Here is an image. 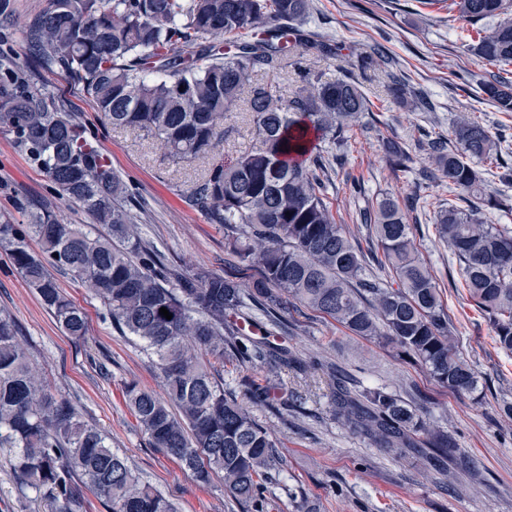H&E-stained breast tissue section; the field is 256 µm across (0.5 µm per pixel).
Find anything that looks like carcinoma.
Masks as SVG:
<instances>
[{
  "instance_id": "1",
  "label": "carcinoma",
  "mask_w": 512,
  "mask_h": 512,
  "mask_svg": "<svg viewBox=\"0 0 512 512\" xmlns=\"http://www.w3.org/2000/svg\"><path fill=\"white\" fill-rule=\"evenodd\" d=\"M312 0H47L29 19L30 54L22 67L0 54V131L45 174L65 200L86 210L103 233L66 224L46 206L25 213L26 224L0 221V246L26 285L73 338L86 334L82 308L51 270L69 274L106 308L123 336L156 358L164 397L135 383L125 403L152 447L177 461L197 483L220 475L241 506L257 502L281 458L277 442L253 416L267 391L224 390L213 363L298 359L265 343H245L230 316L247 304L278 326L289 307L331 318L355 336L380 337L424 366L439 385L482 400L474 369L458 351L439 288L419 256L411 225L391 197L365 217L390 280L368 278L365 257L336 222L320 176L326 158L317 142H340L367 109L351 79L322 80L297 65L310 51L333 48L300 29ZM448 11L478 23L471 51L500 71L482 84L501 112H512V0H448ZM57 66L115 127L144 131L174 163L206 158V175L191 192L194 205L224 228L225 245L258 270L251 285L205 269L173 275L165 256L143 243L123 177L35 81ZM295 67L299 91L288 97L275 76ZM246 99L255 144L231 160L217 150L224 113ZM453 146L426 144L448 187L476 199L435 216L436 231L459 266L462 286L492 322L497 347L512 353V227L487 224L480 172L473 161L498 162L501 134L466 113L453 125ZM388 162L412 158L396 140ZM39 245L31 249L29 241ZM166 308L171 319L159 314ZM336 419L375 447L398 455L427 448L432 467L472 461L451 435L382 389L354 394L336 383ZM0 448L13 450V469L51 512H79L87 490L107 512H179L142 481L125 456L85 422L74 403L38 383L15 321L0 314Z\"/></svg>"
}]
</instances>
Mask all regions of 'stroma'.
Returning a JSON list of instances; mask_svg holds the SVG:
<instances>
[{"label": "stroma", "mask_w": 512, "mask_h": 512, "mask_svg": "<svg viewBox=\"0 0 512 512\" xmlns=\"http://www.w3.org/2000/svg\"><path fill=\"white\" fill-rule=\"evenodd\" d=\"M12 2L11 15L0 16V52L23 58L29 46L22 29L46 0ZM306 29L335 47L336 54L311 55L305 64L326 81L352 75L369 103L368 112L345 135L341 166L329 168L325 176L336 221L361 247H369L363 212L374 210L383 197L398 199L484 398L476 403L442 388L380 340L353 335L317 312L289 310L284 327L276 330L259 311H251L244 320L245 335L291 351L308 370L304 380L291 370L281 372L288 388L300 395V404L278 413L265 407L253 410L276 439L282 458L264 485V512H294L297 500L309 512H512V419L501 411L503 403L512 402V354L497 347L487 315L468 298L458 266L435 228L440 207L467 209L471 196L449 188L421 148L427 135L451 136L462 112L502 131L506 142L501 165L481 163L477 169L486 194L499 200L484 208V221L512 225V184L500 179L503 168L512 169V112L497 111L482 90L493 69L470 50L473 23L449 16L441 2L313 0ZM377 46L383 47L387 62L360 68V56ZM395 77L427 96L432 110L394 100L389 89ZM35 79L54 91L64 110L79 117L122 174L143 207L142 239L183 272L240 269L238 258L224 246L223 229L189 200L208 169L207 160L172 163L143 132L112 127L59 69L38 70ZM252 126L246 104L225 114L220 146L225 157H236L251 146ZM389 139L399 141L411 155V168L398 171L389 165L384 149ZM36 204L49 206L66 222L93 223L86 211L60 201L46 176L11 136L0 132V214L21 224L25 210ZM58 282L87 316L88 332L82 339L58 328L0 250V311L20 327L23 345L51 392L71 399L145 481L178 503L180 512H242L221 479L199 485L179 462L151 446L122 391L129 382L160 391L158 368L137 341L119 334L98 299L68 275H59ZM340 378L353 391L382 388L426 411L438 429L468 451L474 472L447 479L425 464L421 449L389 455L343 427L332 414ZM0 512H51L47 502L22 485L6 451H0Z\"/></svg>", "instance_id": "obj_1"}]
</instances>
